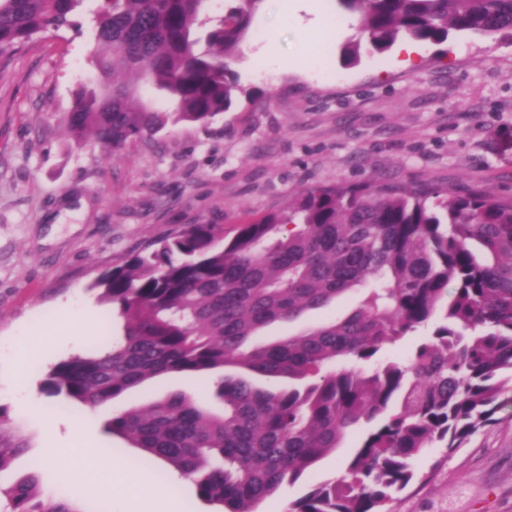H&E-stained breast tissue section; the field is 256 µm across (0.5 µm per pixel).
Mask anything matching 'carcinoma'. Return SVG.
Masks as SVG:
<instances>
[{
  "instance_id": "cac0c4a2",
  "label": "carcinoma",
  "mask_w": 512,
  "mask_h": 512,
  "mask_svg": "<svg viewBox=\"0 0 512 512\" xmlns=\"http://www.w3.org/2000/svg\"><path fill=\"white\" fill-rule=\"evenodd\" d=\"M83 0H0V58L33 35L72 25ZM102 0L91 63L64 116L70 138L119 157L167 126H208L244 92L231 65L264 0ZM357 20L361 46L382 53L409 38L454 34L512 39V0H336ZM206 49L200 51V41ZM152 88L172 109L144 101ZM453 291H448V284ZM123 321V338L53 367L50 397L95 408L168 373L213 378L224 412L183 392L124 407L105 430L194 481L225 512H261L369 425L339 480L318 482L288 512H389L432 448L449 454L491 426L500 375L512 371V199L475 185L366 182L318 185L284 209L243 224H188L131 254L95 282ZM360 291L342 317L272 343L259 333ZM404 361L380 352L421 326ZM267 379L260 388L252 376ZM0 411V471L23 450ZM11 512H76L40 500L39 476L8 491Z\"/></svg>"
}]
</instances>
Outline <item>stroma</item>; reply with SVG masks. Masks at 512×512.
<instances>
[{
  "label": "stroma",
  "instance_id": "stroma-1",
  "mask_svg": "<svg viewBox=\"0 0 512 512\" xmlns=\"http://www.w3.org/2000/svg\"><path fill=\"white\" fill-rule=\"evenodd\" d=\"M100 4L83 0L73 27L39 34L0 67V409L25 443L0 472V487L35 472L43 499L78 512H135L132 487L115 480L101 493L90 484L86 446L132 465L141 456L105 432L112 411L172 392L217 412L224 405L211 396L210 379L170 374L93 410L52 408L40 389L46 374L92 349L69 336L62 304L90 310L94 336L121 339L111 305L91 287L99 275L188 224H220L232 238L239 225L317 185L470 184L512 197V42L467 35L422 43L408 66L392 52L367 50L346 64L341 47L355 20L335 0H264L234 66L244 88L234 106L209 126L169 127L117 159L104 148L75 147L60 121L77 85L96 75L92 18ZM306 36L322 49L318 65L300 55ZM356 303L347 297L263 334L298 333ZM500 402L498 424L453 454L433 448L417 461L418 476L396 493L392 512H512V381ZM74 423L84 427V445L67 440ZM363 431L348 430L263 512H287L309 483L343 476ZM60 467L69 482H58ZM138 473L161 504L222 512L163 463Z\"/></svg>",
  "mask_w": 512,
  "mask_h": 512
}]
</instances>
